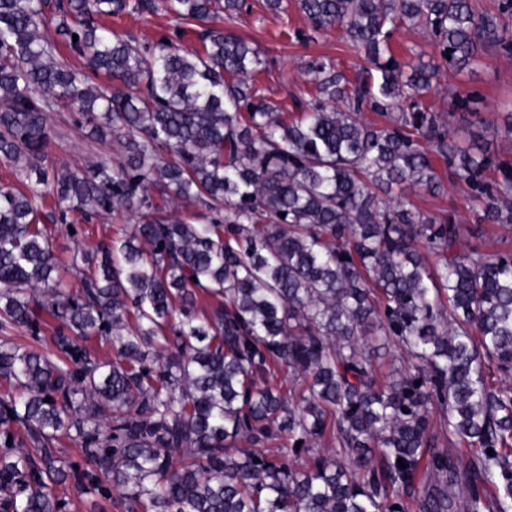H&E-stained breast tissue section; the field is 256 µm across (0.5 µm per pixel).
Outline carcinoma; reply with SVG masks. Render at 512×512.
Here are the masks:
<instances>
[{
  "label": "carcinoma",
  "mask_w": 512,
  "mask_h": 512,
  "mask_svg": "<svg viewBox=\"0 0 512 512\" xmlns=\"http://www.w3.org/2000/svg\"><path fill=\"white\" fill-rule=\"evenodd\" d=\"M297 2L369 67L351 80L305 62L315 94L288 122L248 82L262 53L229 27L248 0H0V161L27 184L0 185V380L18 390L0 398V512H65L67 483L123 512H405L408 497L453 512L454 486L467 512H512V255L461 249L460 225L409 200L443 192L441 157L471 191L472 236L512 226V163L453 140L480 96L446 112L425 99L484 48L512 49V0L495 15L472 0ZM160 11L228 27L189 51L98 22ZM413 26L435 53L406 67L392 38ZM61 105L120 158L48 166ZM47 195L59 213L42 212ZM178 202L208 223L172 217ZM120 208L138 224L86 258L96 270L71 293L42 221ZM38 309L60 321L52 351L12 340ZM89 336L113 359L91 358ZM371 342L398 349L381 380ZM62 435L83 465L57 455Z\"/></svg>",
  "instance_id": "carcinoma-1"
}]
</instances>
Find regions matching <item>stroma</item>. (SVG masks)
<instances>
[{
  "label": "stroma",
  "mask_w": 512,
  "mask_h": 512,
  "mask_svg": "<svg viewBox=\"0 0 512 512\" xmlns=\"http://www.w3.org/2000/svg\"><path fill=\"white\" fill-rule=\"evenodd\" d=\"M253 10L238 19L235 29L252 46L258 47L266 60L264 70L255 77L261 94L285 116L298 114L296 100L308 98L311 83L301 67L310 58L321 56L331 60L347 75H355L364 64L343 31L332 28L311 34L309 24L290 0L287 11L273 13L263 8L262 0H251ZM106 24L118 33H132L145 43L169 40L181 49L202 50L199 29L193 25L177 26L166 13L139 17L126 15L107 19ZM476 91L483 97L479 118L456 117L453 128L456 141L464 147L473 145L500 160L512 161V51L489 50L484 63L466 77L444 75L428 94L436 108L447 109L448 99L458 92ZM78 115L61 107L49 113L51 138L46 149L47 162L58 169L86 166L103 157H115L118 146L112 139L94 140L77 122ZM413 203L422 211L453 215L464 228V247L480 245L489 253L511 252L512 231L498 224L484 227L481 240H473L466 230L473 224L471 202L465 185L446 183L440 195L420 193ZM134 215L117 211L111 214L84 216L72 214L67 224L51 225L56 239V256L61 274L70 291H77L80 275L73 268L76 255L94 253L100 241L121 235L135 224Z\"/></svg>",
  "instance_id": "stroma-1"
}]
</instances>
